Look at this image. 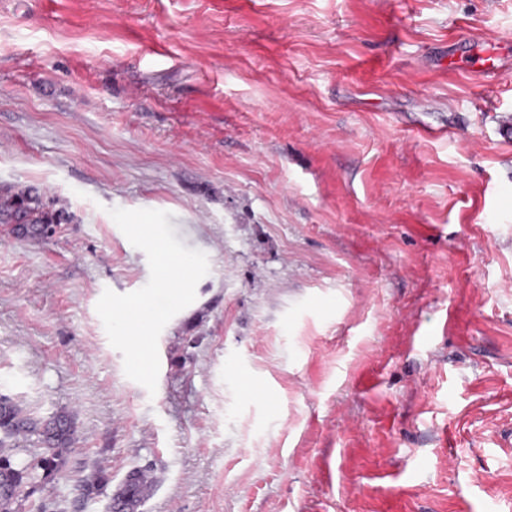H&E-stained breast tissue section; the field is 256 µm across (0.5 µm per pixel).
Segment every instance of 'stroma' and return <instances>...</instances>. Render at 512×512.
<instances>
[{"mask_svg":"<svg viewBox=\"0 0 512 512\" xmlns=\"http://www.w3.org/2000/svg\"><path fill=\"white\" fill-rule=\"evenodd\" d=\"M507 113L512 0H0V187L62 213L0 224V394L76 430L17 512H512ZM115 207L208 257L152 394ZM59 221L60 215L32 189L0 188V223L12 224L16 237L46 239Z\"/></svg>","mask_w":512,"mask_h":512,"instance_id":"35a3bbf8","label":"stroma"}]
</instances>
